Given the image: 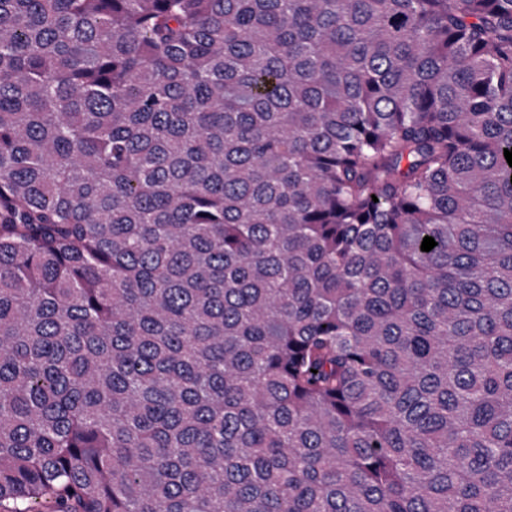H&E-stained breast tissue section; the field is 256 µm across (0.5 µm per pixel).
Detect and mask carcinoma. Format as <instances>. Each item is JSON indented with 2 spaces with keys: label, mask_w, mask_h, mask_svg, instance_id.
I'll return each mask as SVG.
<instances>
[{
  "label": "carcinoma",
  "mask_w": 512,
  "mask_h": 512,
  "mask_svg": "<svg viewBox=\"0 0 512 512\" xmlns=\"http://www.w3.org/2000/svg\"><path fill=\"white\" fill-rule=\"evenodd\" d=\"M506 149L512 0H0V512H512Z\"/></svg>",
  "instance_id": "obj_1"
}]
</instances>
